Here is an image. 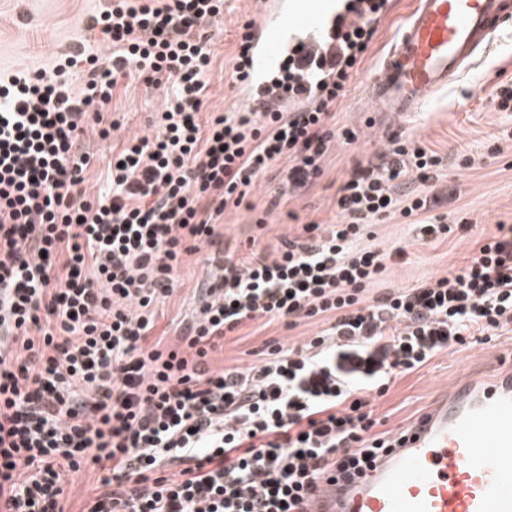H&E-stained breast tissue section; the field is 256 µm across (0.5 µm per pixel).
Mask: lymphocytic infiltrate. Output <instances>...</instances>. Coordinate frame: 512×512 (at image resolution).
I'll list each match as a JSON object with an SVG mask.
<instances>
[{"label":"lymphocytic infiltrate","mask_w":512,"mask_h":512,"mask_svg":"<svg viewBox=\"0 0 512 512\" xmlns=\"http://www.w3.org/2000/svg\"><path fill=\"white\" fill-rule=\"evenodd\" d=\"M224 0H103L82 49L50 69L0 73V512H65L68 475L109 472L79 512H300L332 472L386 447L375 402L437 354L512 332V225L467 264L373 300L386 269L361 248L378 217L432 199L404 193L442 157L397 134L337 190L342 220L305 227L275 260H235L218 224L270 164L305 190L331 138L330 107L373 32L346 34L347 68L306 111L198 114L213 67L206 26ZM170 90L153 134L124 142L105 190L88 194L78 139L115 123L93 105L124 81ZM214 272L176 344L154 339L185 253ZM259 318L323 328L265 342L246 368L212 369L220 340ZM177 476H168L170 468Z\"/></svg>","instance_id":"obj_1"}]
</instances>
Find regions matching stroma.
<instances>
[{"instance_id": "35a3bbf8", "label": "stroma", "mask_w": 512, "mask_h": 512, "mask_svg": "<svg viewBox=\"0 0 512 512\" xmlns=\"http://www.w3.org/2000/svg\"><path fill=\"white\" fill-rule=\"evenodd\" d=\"M413 0H394L392 14L378 27L366 50L351 70L343 95L332 104L335 135L320 158V169L306 192H289L288 161L282 160L261 174L248 196V206L225 210L220 218L224 245L235 257L259 255L275 258L288 236H300L305 224L340 222L337 187L360 162L379 154L390 134H406L422 141L445 158L458 154L474 157L471 169L442 167L434 184L409 178L408 187L423 193L432 188L450 192L447 203L433 208V215L469 224L465 238H450L436 245L422 243L415 226L387 215L369 226L363 247L382 253L403 249L387 270L368 285L367 298L398 288H412L422 281L447 274L471 257L476 240L493 234L497 224H512V112L496 111V91L512 87V26L503 29L491 53L470 75L446 95L435 98L427 111L390 123L384 132L372 130L361 115L365 81L410 11ZM99 0H0V70L13 72L48 68L63 54L81 44L88 15ZM258 17L256 0H224V19L208 26L212 38L213 71L200 120L210 113L245 110L234 93L232 71L244 24ZM165 90L145 87L136 80L119 86L107 109L119 127L110 139L85 133L80 145L93 157L85 173V187L95 193L106 185L114 152L122 141L150 133L153 118L164 109ZM212 247L187 255L178 272L173 297L159 307L155 335L177 341L179 323L193 312V291L212 268ZM320 324L301 322L294 329L283 323L256 320L245 323L218 344L213 368L247 367L264 341L277 339L298 344L319 332ZM512 342V333L487 344L454 348L435 356L421 370L397 380L389 393L376 401L375 412L384 431L398 432L428 408L435 398L464 375L479 371L493 374Z\"/></svg>"}]
</instances>
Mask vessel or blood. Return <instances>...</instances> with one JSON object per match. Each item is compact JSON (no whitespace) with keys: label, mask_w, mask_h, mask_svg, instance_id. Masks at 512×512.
<instances>
[{"label":"vessel or blood","mask_w":512,"mask_h":512,"mask_svg":"<svg viewBox=\"0 0 512 512\" xmlns=\"http://www.w3.org/2000/svg\"><path fill=\"white\" fill-rule=\"evenodd\" d=\"M244 81L254 112H299L320 96L342 37L391 0H258ZM512 24V0H414L366 86L367 115L424 111ZM306 512H512V363L469 374L392 437L364 475L323 481Z\"/></svg>","instance_id":"b4317fda"}]
</instances>
